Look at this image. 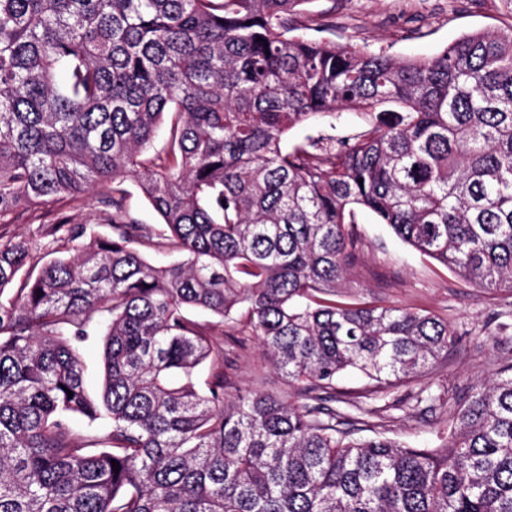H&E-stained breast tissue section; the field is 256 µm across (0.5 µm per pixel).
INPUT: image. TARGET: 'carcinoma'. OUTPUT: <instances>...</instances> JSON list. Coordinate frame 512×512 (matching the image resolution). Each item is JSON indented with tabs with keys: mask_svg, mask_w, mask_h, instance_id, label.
Segmentation results:
<instances>
[{
	"mask_svg": "<svg viewBox=\"0 0 512 512\" xmlns=\"http://www.w3.org/2000/svg\"><path fill=\"white\" fill-rule=\"evenodd\" d=\"M302 2L0 0V512H512V355L449 405L420 382L448 320L343 291L367 209L512 293V24L399 59L308 35L326 24ZM345 110L351 130L287 146ZM106 184L110 237L42 223L36 271L2 234ZM218 326L255 337L298 402L227 400ZM349 371L368 402L340 398ZM412 382L448 407L434 448L382 424L376 402ZM358 117L351 112L343 114L344 124L338 130L332 131L328 125L322 121H312L301 126L294 128L288 136V145L291 146L296 142H301L308 137L317 138L319 136L327 135L330 133H337L340 128L348 129L356 124ZM124 187L129 191V203L135 216L143 224H160L159 216L148 205L147 201L141 196L133 182H126ZM101 350L100 343L88 345L83 350L86 389L89 396L93 399L99 398L102 389L103 368Z\"/></svg>",
	"mask_w": 512,
	"mask_h": 512,
	"instance_id": "carcinoma-1",
	"label": "carcinoma"
}]
</instances>
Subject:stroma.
Returning <instances> with one entry per match:
<instances>
[{
	"label": "stroma",
	"mask_w": 512,
	"mask_h": 512,
	"mask_svg": "<svg viewBox=\"0 0 512 512\" xmlns=\"http://www.w3.org/2000/svg\"><path fill=\"white\" fill-rule=\"evenodd\" d=\"M304 10L332 21L326 38L402 58L430 57L462 35L512 24V12L497 0H309ZM106 187L87 197L84 206L66 209L56 202L36 208L28 221L8 227L11 237L29 239L34 253L45 251L37 238V224L66 214L75 224L96 225L110 234L98 203ZM359 231L366 243L354 270V291L367 301L433 312L458 329L460 339L446 356L430 365L424 381L459 393L495 373L506 348L491 335L499 322L512 324V294L474 287L436 262L422 257L378 223L370 212H360ZM224 372L229 380L227 399L246 390L279 397L291 390L285 377L264 361L258 343L248 339L244 358L227 352ZM440 413H427L409 404L392 411L389 435L404 445L431 448Z\"/></svg>",
	"instance_id": "35a3bbf8"
}]
</instances>
